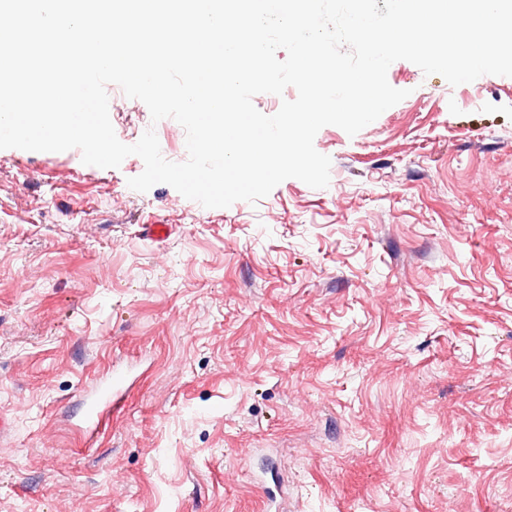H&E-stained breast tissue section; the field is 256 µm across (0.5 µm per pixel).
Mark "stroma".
Masks as SVG:
<instances>
[{
    "label": "stroma",
    "mask_w": 512,
    "mask_h": 512,
    "mask_svg": "<svg viewBox=\"0 0 512 512\" xmlns=\"http://www.w3.org/2000/svg\"><path fill=\"white\" fill-rule=\"evenodd\" d=\"M387 78L317 133L327 187L253 204L0 149V512H512V77ZM107 93L120 141L187 159Z\"/></svg>",
    "instance_id": "stroma-1"
}]
</instances>
